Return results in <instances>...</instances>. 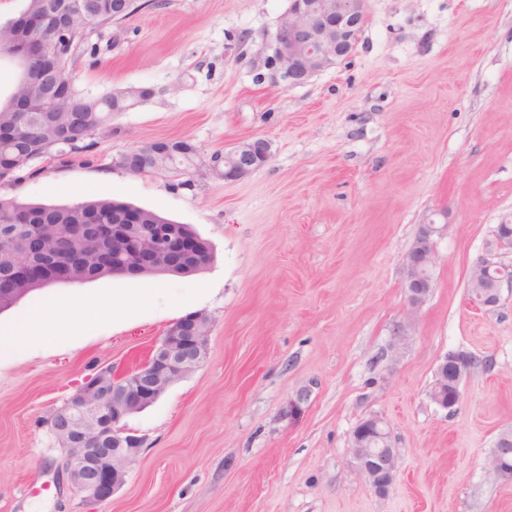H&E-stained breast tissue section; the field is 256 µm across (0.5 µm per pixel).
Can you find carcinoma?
Masks as SVG:
<instances>
[{"label": "carcinoma", "mask_w": 512, "mask_h": 512, "mask_svg": "<svg viewBox=\"0 0 512 512\" xmlns=\"http://www.w3.org/2000/svg\"><path fill=\"white\" fill-rule=\"evenodd\" d=\"M18 16L0 22V52L26 34L24 20L41 19L47 15V0H23ZM98 24L103 27L122 20L137 9L134 0H126L124 8L115 7L114 0H98ZM83 21H73L76 29L69 53L56 61L55 69L68 76L74 53L85 40ZM20 73L27 77L21 88L35 102V112H13L10 101L0 102V128L13 135L0 138V163L17 166V173L5 179L16 183L44 171L38 159L52 155L60 164L82 163L95 146L91 138L102 132H112V118L127 111L138 100L115 91L103 96L81 95L70 89L67 99L57 105L44 96V83L49 70L42 56L27 58ZM128 172L145 175L161 170L186 173L195 165V148L186 141H174L165 146L149 142L121 154ZM134 211L139 224H167L169 220L146 209L109 199L78 201L71 205L22 203L9 201L0 207V275H8L31 236L43 238L56 257L74 263L75 282L86 283L121 275L129 259L125 244L138 236L130 225H124L127 212ZM77 224H115L113 237L99 238L94 231H85L80 240L72 229Z\"/></svg>", "instance_id": "1"}]
</instances>
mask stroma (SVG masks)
Instances as JSON below:
<instances>
[{"label": "stroma", "mask_w": 512, "mask_h": 512, "mask_svg": "<svg viewBox=\"0 0 512 512\" xmlns=\"http://www.w3.org/2000/svg\"><path fill=\"white\" fill-rule=\"evenodd\" d=\"M137 3L88 34L71 76L84 94L151 97L87 161L0 184V199L129 203L190 225L213 257L191 276L47 287L54 322L0 365V512H512V481L491 467L512 429V286L492 308L468 287L480 259L512 265L496 237L512 224V0H368L351 57L296 87L262 76V35L289 0ZM255 137L272 144L266 165L235 182L209 171ZM156 140L197 148L191 184L118 166ZM429 222L444 227L433 288L411 314L403 257ZM74 295L115 310L73 317ZM190 314L210 323L204 362L127 418L143 451L88 510L46 418L101 367L143 364ZM452 351L478 364L445 411L430 390ZM372 415L400 463L383 497L351 462Z\"/></svg>", "instance_id": "obj_1"}]
</instances>
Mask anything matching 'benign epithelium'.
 Instances as JSON below:
<instances>
[{"mask_svg":"<svg viewBox=\"0 0 512 512\" xmlns=\"http://www.w3.org/2000/svg\"><path fill=\"white\" fill-rule=\"evenodd\" d=\"M365 21L366 0H289L288 10L275 30L263 37L262 65L267 76L288 87L306 84L352 55ZM270 156L271 142L259 137L212 156L210 170L226 181H238L265 165ZM441 231L433 222L422 225L403 257L407 271L404 292L410 313L431 291L433 237ZM149 237L151 241L135 246V256L128 261L125 275L138 276L141 267L150 264L164 273L178 274L183 265L208 253V241L180 234L171 224L151 225ZM17 272L47 280L64 275L56 258L43 248L21 260ZM470 281L474 282V299L482 306L494 307L500 300L501 286L512 282V268L482 259L473 266ZM209 328L203 315L177 320L146 362L127 372L104 371L85 379L51 413L47 425L66 454V480L86 504L104 503L123 486L127 468L142 453L143 445L123 421L153 404L203 362ZM474 366L471 355L448 353L436 367L430 392L433 403L448 411L457 406L462 397L461 383ZM108 386L112 387L110 404L102 398ZM350 450L358 474L376 494L387 495L399 472V457L386 420L372 415L360 421L352 431ZM492 465L498 476L512 475L511 432L499 437Z\"/></svg>","mask_w":512,"mask_h":512,"instance_id":"1","label":"benign epithelium"}]
</instances>
